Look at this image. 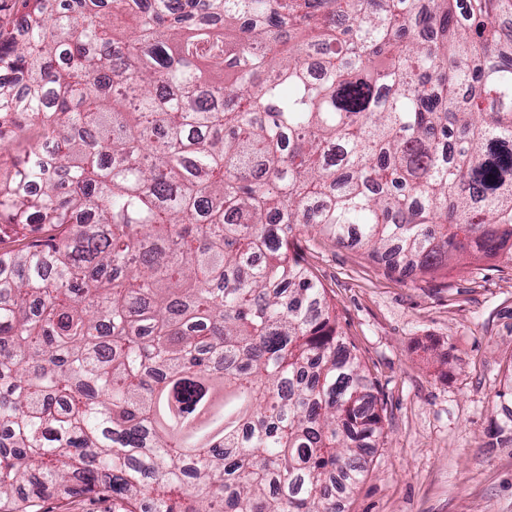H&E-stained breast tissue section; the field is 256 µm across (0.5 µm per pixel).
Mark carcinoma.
I'll use <instances>...</instances> for the list:
<instances>
[{
	"mask_svg": "<svg viewBox=\"0 0 512 512\" xmlns=\"http://www.w3.org/2000/svg\"><path fill=\"white\" fill-rule=\"evenodd\" d=\"M25 2L0 512H340L383 424L302 242L512 263V0ZM113 510V511H112ZM45 512H116L112 498L83 494L67 497L53 496L42 502Z\"/></svg>",
	"mask_w": 512,
	"mask_h": 512,
	"instance_id": "cac0c4a2",
	"label": "carcinoma"
}]
</instances>
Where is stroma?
<instances>
[{
	"label": "stroma",
	"mask_w": 512,
	"mask_h": 512,
	"mask_svg": "<svg viewBox=\"0 0 512 512\" xmlns=\"http://www.w3.org/2000/svg\"><path fill=\"white\" fill-rule=\"evenodd\" d=\"M304 256L387 433L343 512H512V265L403 279L323 235Z\"/></svg>",
	"instance_id": "obj_1"
}]
</instances>
